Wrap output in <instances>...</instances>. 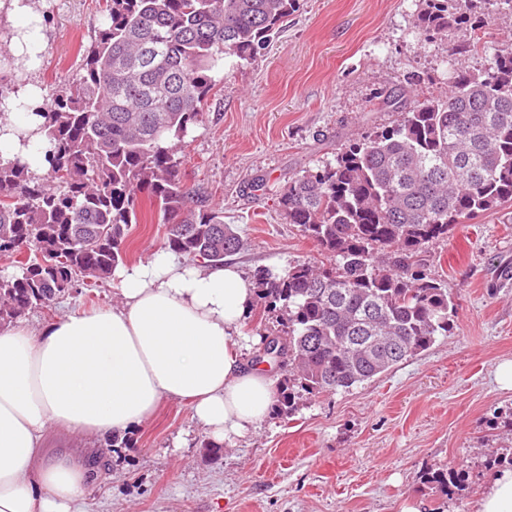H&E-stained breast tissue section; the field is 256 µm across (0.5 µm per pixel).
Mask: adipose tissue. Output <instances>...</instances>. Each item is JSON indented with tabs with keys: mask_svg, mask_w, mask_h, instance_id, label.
<instances>
[{
	"mask_svg": "<svg viewBox=\"0 0 512 512\" xmlns=\"http://www.w3.org/2000/svg\"><path fill=\"white\" fill-rule=\"evenodd\" d=\"M11 13L27 74L46 47L42 18L31 0H11ZM41 123L18 112L0 118V155L23 156L42 172L44 158L28 143ZM115 275L118 305L69 312L36 330L22 320L0 328V512H81L91 459L45 458L49 431L88 440L124 432L172 399L187 403L220 446L269 415L274 381L237 351L255 295L243 269L160 250Z\"/></svg>",
	"mask_w": 512,
	"mask_h": 512,
	"instance_id": "obj_1",
	"label": "adipose tissue"
}]
</instances>
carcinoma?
<instances>
[{
	"label": "carcinoma",
	"mask_w": 512,
	"mask_h": 512,
	"mask_svg": "<svg viewBox=\"0 0 512 512\" xmlns=\"http://www.w3.org/2000/svg\"><path fill=\"white\" fill-rule=\"evenodd\" d=\"M473 0H423L415 24L430 40L457 26L480 48ZM300 0H105L96 38L76 77L37 106L0 84V117L44 119L42 174L0 158V327L56 298L92 288L127 260L129 226L144 194L167 224L164 249L192 262L224 263L245 241L224 212L178 179L176 158L201 122L224 58L265 50ZM390 127L365 133L323 166L300 171L277 194L288 223L331 260L278 274L253 273L258 304L280 311L254 361L284 350L275 411L291 417L306 396L372 380L448 335L454 298L421 262L426 244L456 225L512 205V47L476 71L457 72L448 94L384 92ZM38 248L41 261L26 255Z\"/></svg>",
	"instance_id": "carcinoma-1"
}]
</instances>
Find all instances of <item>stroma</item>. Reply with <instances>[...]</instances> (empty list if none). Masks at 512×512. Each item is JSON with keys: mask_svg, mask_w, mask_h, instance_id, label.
<instances>
[{"mask_svg": "<svg viewBox=\"0 0 512 512\" xmlns=\"http://www.w3.org/2000/svg\"><path fill=\"white\" fill-rule=\"evenodd\" d=\"M102 0H35L47 29L39 70L49 95L76 67L101 20ZM422 0H300L279 38L250 63L224 61L179 154V176L203 192L246 241L235 262L282 272L325 264L316 245L277 207L276 194L305 168L334 160L353 138L393 125L370 101L410 81L418 97L447 92L455 72L480 56L451 55L465 32L424 40ZM265 190L252 191L254 181ZM165 227L143 207L127 238L128 262L162 249ZM423 263L457 303L453 329L430 349L374 380L302 400L290 418L270 414L218 457L202 443L190 407L162 400L130 429L125 448L98 446L102 460L83 512H476L490 475L512 465V390L495 380L512 359V206L457 226L426 244ZM116 281L31 310L32 328L75 309L116 303ZM458 474L453 496L429 471Z\"/></svg>", "mask_w": 512, "mask_h": 512, "instance_id": "obj_1", "label": "stroma"}]
</instances>
